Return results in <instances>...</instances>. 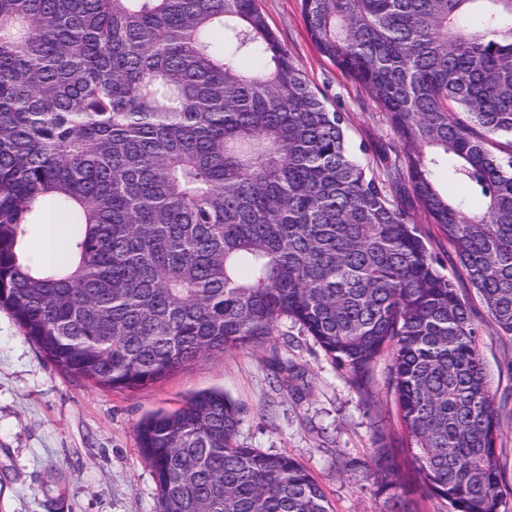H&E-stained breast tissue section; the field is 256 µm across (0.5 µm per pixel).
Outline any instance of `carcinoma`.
Returning <instances> with one entry per match:
<instances>
[{
	"instance_id": "obj_1",
	"label": "carcinoma",
	"mask_w": 512,
	"mask_h": 512,
	"mask_svg": "<svg viewBox=\"0 0 512 512\" xmlns=\"http://www.w3.org/2000/svg\"><path fill=\"white\" fill-rule=\"evenodd\" d=\"M399 135L393 175L512 338V0H300ZM257 0H0V308L61 372L135 393L291 322L389 385L427 496L501 512L469 299ZM445 184H440L439 174ZM63 214L64 264L25 249ZM192 395L136 427L158 512H331L296 459ZM380 490L395 465L378 452Z\"/></svg>"
}]
</instances>
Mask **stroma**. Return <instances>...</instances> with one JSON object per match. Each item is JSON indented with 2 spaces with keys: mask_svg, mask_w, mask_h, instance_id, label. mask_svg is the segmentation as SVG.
<instances>
[{
  "mask_svg": "<svg viewBox=\"0 0 512 512\" xmlns=\"http://www.w3.org/2000/svg\"><path fill=\"white\" fill-rule=\"evenodd\" d=\"M270 27L312 87L347 116V132L374 172L389 167L398 136L371 97L313 47L300 0H257ZM391 194L411 215L442 260V272L467 287L466 274L431 224L410 185ZM474 319L500 423L497 466L512 488V338L500 335L482 304ZM289 363L277 382L272 359ZM388 357L374 364L362 396L311 337L289 328L260 348L200 358L163 381L121 393L61 373L0 309V512H158L150 468L135 440L147 414L181 407L193 393L223 391L241 409L239 446L285 453L324 490L332 512H450L425 495L402 446L388 391ZM394 456L399 498L380 492L373 459L380 446Z\"/></svg>",
  "mask_w": 512,
  "mask_h": 512,
  "instance_id": "stroma-1",
  "label": "stroma"
}]
</instances>
